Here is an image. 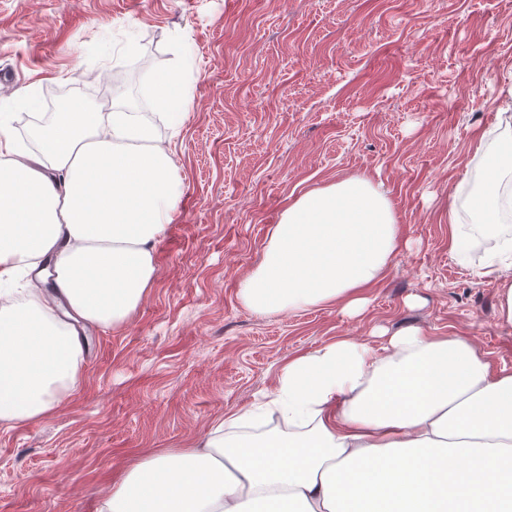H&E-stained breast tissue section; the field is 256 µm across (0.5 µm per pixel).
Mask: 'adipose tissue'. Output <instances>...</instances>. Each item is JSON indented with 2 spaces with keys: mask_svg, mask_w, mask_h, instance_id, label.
<instances>
[{
  "mask_svg": "<svg viewBox=\"0 0 512 512\" xmlns=\"http://www.w3.org/2000/svg\"><path fill=\"white\" fill-rule=\"evenodd\" d=\"M7 125L1 113L0 424L18 425L77 390L80 327H120L148 296L179 192L174 149L137 113H64L39 130L36 158ZM400 247L388 195L350 176L288 204L239 299L357 316ZM483 273L512 327L511 236L496 234ZM260 412L287 432L249 434ZM260 412L142 455L98 512H512V371L468 338H338L289 359Z\"/></svg>",
  "mask_w": 512,
  "mask_h": 512,
  "instance_id": "1",
  "label": "adipose tissue"
}]
</instances>
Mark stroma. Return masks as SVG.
I'll return each instance as SVG.
<instances>
[{
  "instance_id": "stroma-1",
  "label": "stroma",
  "mask_w": 512,
  "mask_h": 512,
  "mask_svg": "<svg viewBox=\"0 0 512 512\" xmlns=\"http://www.w3.org/2000/svg\"><path fill=\"white\" fill-rule=\"evenodd\" d=\"M141 60L186 71L179 104L146 89L139 107L180 178L155 285L124 326L86 329L82 383L54 415L0 424V512H96L118 470L205 439L272 392L288 359L339 337L376 348L381 331L419 327L512 370L499 285L480 274L485 233L456 262L435 206L470 212L489 155L512 144V0H0V101L30 155L16 124L35 93L126 108L117 89L138 86ZM362 173L408 242L365 311L246 308L239 283L288 203Z\"/></svg>"
}]
</instances>
